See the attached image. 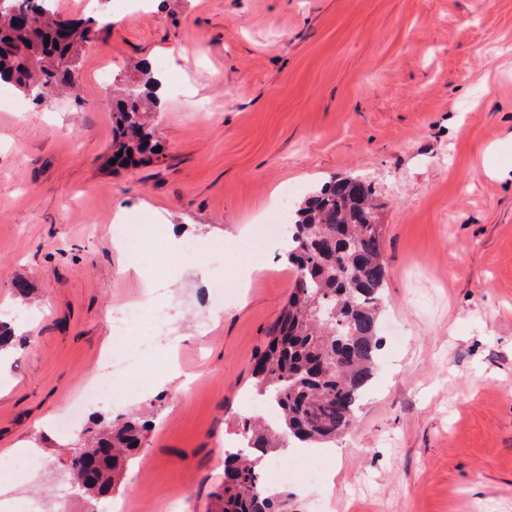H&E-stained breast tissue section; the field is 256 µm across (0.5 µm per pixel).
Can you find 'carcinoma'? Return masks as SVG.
I'll use <instances>...</instances> for the list:
<instances>
[{"label": "carcinoma", "mask_w": 512, "mask_h": 512, "mask_svg": "<svg viewBox=\"0 0 512 512\" xmlns=\"http://www.w3.org/2000/svg\"><path fill=\"white\" fill-rule=\"evenodd\" d=\"M99 25L93 16L57 12L52 0H0V87L35 104L75 88L77 61L94 44ZM140 72L143 82L112 95V158L120 168L151 162L160 145L144 119L158 104V81L149 63H141ZM379 209L372 184L333 177L288 215L294 288L251 370V391L274 416H244L235 427L263 455L277 456L287 437L309 447L352 427L381 349L379 306L388 268ZM147 428L148 421L131 413L83 431L68 464L76 489L92 500L112 495ZM214 498V512L293 507V494L269 493L258 459L237 451L225 452L224 481Z\"/></svg>", "instance_id": "obj_1"}]
</instances>
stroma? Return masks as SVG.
<instances>
[{
    "mask_svg": "<svg viewBox=\"0 0 512 512\" xmlns=\"http://www.w3.org/2000/svg\"><path fill=\"white\" fill-rule=\"evenodd\" d=\"M102 18L77 87L52 110L0 107V462L31 448L54 495L75 433L52 427L121 349L112 310L152 296L176 341L154 342L114 399L145 413L116 501L211 512L250 364L294 282L276 247L240 284L283 188L374 184L388 265L384 334L351 430L321 483L284 486L299 512H512V0H56ZM149 61L159 160L112 168V85ZM108 77H101L102 68ZM223 244L160 274L129 270L112 219ZM27 281L31 303L14 293ZM223 281V311L210 293Z\"/></svg>",
    "mask_w": 512,
    "mask_h": 512,
    "instance_id": "35a3bbf8",
    "label": "stroma"
}]
</instances>
